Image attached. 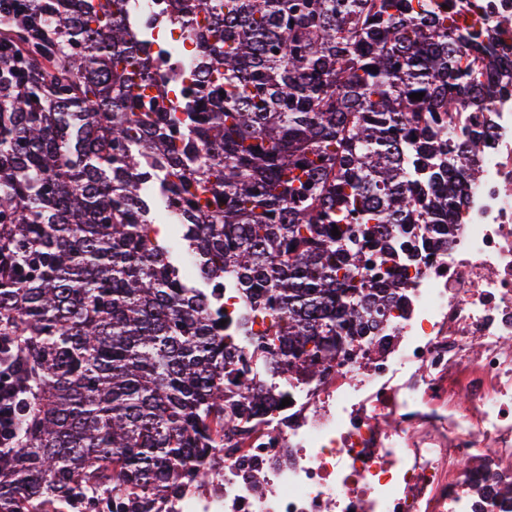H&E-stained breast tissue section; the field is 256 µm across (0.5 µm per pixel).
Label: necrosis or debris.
I'll use <instances>...</instances> for the list:
<instances>
[{
	"instance_id": "1",
	"label": "necrosis or debris",
	"mask_w": 512,
	"mask_h": 512,
	"mask_svg": "<svg viewBox=\"0 0 512 512\" xmlns=\"http://www.w3.org/2000/svg\"><path fill=\"white\" fill-rule=\"evenodd\" d=\"M512 61V0H466ZM165 85L195 43L168 0H139ZM485 139L448 213V238L416 225L402 302L356 355L289 380V406L240 447L216 449L209 479L182 476L161 512H512V88L449 120Z\"/></svg>"
}]
</instances>
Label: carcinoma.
<instances>
[{"label":"carcinoma","mask_w":512,"mask_h":512,"mask_svg":"<svg viewBox=\"0 0 512 512\" xmlns=\"http://www.w3.org/2000/svg\"><path fill=\"white\" fill-rule=\"evenodd\" d=\"M133 2L0 4V336L24 398L0 512H154L207 478L278 401L240 336L308 379L369 335L410 228L448 237L477 175L483 141L452 146L448 120L512 82L448 0H170L199 53L167 88Z\"/></svg>","instance_id":"carcinoma-1"}]
</instances>
